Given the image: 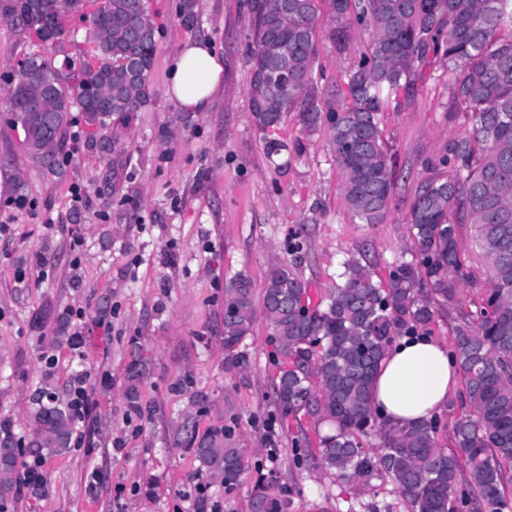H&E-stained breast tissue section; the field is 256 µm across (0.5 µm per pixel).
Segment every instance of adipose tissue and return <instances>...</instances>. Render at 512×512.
Returning <instances> with one entry per match:
<instances>
[{
  "mask_svg": "<svg viewBox=\"0 0 512 512\" xmlns=\"http://www.w3.org/2000/svg\"><path fill=\"white\" fill-rule=\"evenodd\" d=\"M224 65L207 41L186 43L175 56L167 96L180 110L204 111L217 91ZM458 373L444 345L421 336L392 348L371 380L377 411L406 425L445 408Z\"/></svg>",
  "mask_w": 512,
  "mask_h": 512,
  "instance_id": "obj_1",
  "label": "adipose tissue"
}]
</instances>
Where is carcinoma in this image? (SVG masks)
<instances>
[{
    "mask_svg": "<svg viewBox=\"0 0 512 512\" xmlns=\"http://www.w3.org/2000/svg\"><path fill=\"white\" fill-rule=\"evenodd\" d=\"M134 0H99L90 15V47L97 64L65 86L60 70L41 53L26 59L9 88L13 123L32 150L39 127L32 112L65 123L77 105L91 125L126 127L150 104V72L157 29L147 14L134 40ZM334 27L328 39L342 50L354 32L370 33L359 60L335 93L323 96L315 72L318 3ZM194 0H180L179 18L195 26ZM80 0H12L10 15L59 49L70 34L68 16ZM252 21L248 88L256 128L275 133L291 113L310 132L325 129L339 175L338 189L352 217L381 224L397 194L394 156L382 112L408 102L429 60L453 75V109L471 122L433 159L434 176L415 191L406 223L411 259H399L385 276L352 257L338 281L312 303L310 282L299 268L304 228L288 239V258L272 264L261 294L237 274L224 287V364L243 371L240 349L257 310L264 311L280 353L274 398L283 420H293L307 448L301 459L340 487L370 491L386 478L406 512H502L512 483V0H248ZM403 99H398V96ZM484 259L486 286L461 247L465 230ZM448 314L463 383L448 399V419L394 426L380 419L370 379L391 345L405 336H429L435 317ZM142 374L128 372L126 399L138 407ZM31 447L48 456L68 449L71 405L40 393ZM317 436V447L304 428ZM454 450L441 446L439 432ZM196 456L209 473L238 483L244 454L224 427L207 431ZM18 452L0 437V498L15 488Z\"/></svg>",
    "mask_w": 512,
    "mask_h": 512,
    "instance_id": "carcinoma-1",
    "label": "carcinoma"
}]
</instances>
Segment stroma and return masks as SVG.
<instances>
[{"label":"stroma","instance_id":"stroma-1","mask_svg":"<svg viewBox=\"0 0 512 512\" xmlns=\"http://www.w3.org/2000/svg\"><path fill=\"white\" fill-rule=\"evenodd\" d=\"M8 3L0 0V425L19 462L33 459L39 390L70 400L82 375L87 401L68 452L45 461L43 491L16 487L6 512H194L200 482L224 512H253L260 494L287 500L288 512H405L388 482L356 495L301 463L297 429L280 426L273 401L278 355L264 314L241 344L247 370L225 369L224 284L244 273L263 289L300 226L312 289L329 288L353 255L384 273L411 246L406 214L429 175L423 160L470 127L453 110L450 73L426 66L403 110L384 112L399 188L387 220L364 224L337 190L326 131L288 119L276 132L287 150L267 153L248 96L246 0H195L191 30L178 18L179 0H145L158 30L153 101L117 136L71 110L57 170L27 152L12 124L6 92L42 44L5 16ZM190 38L209 41L224 62L202 112L181 111L166 96L171 60ZM368 39L354 35L341 52L320 39L319 67L331 77L347 73ZM21 195L27 207H16ZM135 361L144 375L133 409L125 390ZM221 426L232 429L246 463L230 488L203 473L195 455L196 438ZM271 426L279 455L272 469Z\"/></svg>","mask_w":512,"mask_h":512}]
</instances>
